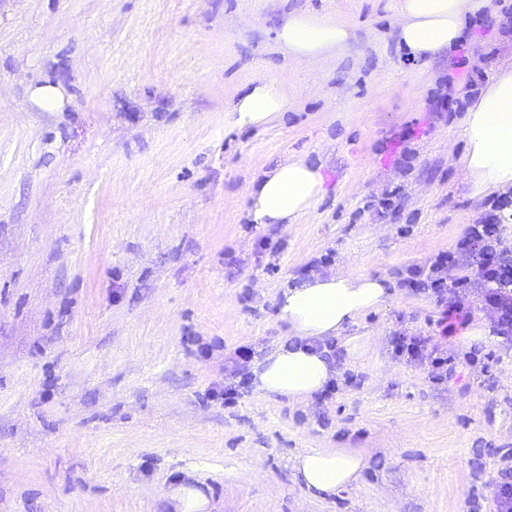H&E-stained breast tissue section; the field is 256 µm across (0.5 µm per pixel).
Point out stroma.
<instances>
[{"label":"stroma","instance_id":"obj_1","mask_svg":"<svg viewBox=\"0 0 512 512\" xmlns=\"http://www.w3.org/2000/svg\"><path fill=\"white\" fill-rule=\"evenodd\" d=\"M395 3L0 0V512H171L190 475L210 512H496L512 341L448 338L439 384L394 340L438 333L408 268L491 209L470 195L459 121L512 68V0L427 64ZM300 11L349 24V47L283 55L274 31ZM259 77L287 88V112L225 128ZM43 84L59 108L34 101ZM288 154L321 166L326 194L290 230L250 223L248 182ZM314 271L392 282L344 331L368 337L364 359L337 353L308 403L238 385L235 349L286 343L277 298ZM309 448L368 467L317 497L292 469Z\"/></svg>","mask_w":512,"mask_h":512}]
</instances>
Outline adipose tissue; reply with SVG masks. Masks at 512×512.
<instances>
[{
	"label": "adipose tissue",
	"mask_w": 512,
	"mask_h": 512,
	"mask_svg": "<svg viewBox=\"0 0 512 512\" xmlns=\"http://www.w3.org/2000/svg\"><path fill=\"white\" fill-rule=\"evenodd\" d=\"M489 0H397L398 36L412 57L431 59L458 42L469 15ZM353 34L347 24L313 13L288 15L275 31L283 52L302 61L336 55ZM288 109L287 90L264 78L233 104L227 127L245 129L274 122ZM466 141L462 165L471 192H512V69L492 77L460 124ZM326 192L322 171L306 157L291 155L254 178L246 190L247 214L255 224L292 226L310 213ZM392 298L386 279L344 272L315 275L284 288L279 316L294 341L266 355L253 368L257 390L291 401L321 391L336 369L314 340L339 336L360 316L384 308ZM364 454L351 448H313L296 456L293 468L308 490L331 495L360 480Z\"/></svg>",
	"instance_id": "obj_1"
}]
</instances>
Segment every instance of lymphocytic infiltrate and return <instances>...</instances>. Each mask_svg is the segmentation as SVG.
Segmentation results:
<instances>
[{"label":"lymphocytic infiltrate","instance_id":"lymphocytic-infiltrate-1","mask_svg":"<svg viewBox=\"0 0 512 512\" xmlns=\"http://www.w3.org/2000/svg\"><path fill=\"white\" fill-rule=\"evenodd\" d=\"M460 254L476 258L475 274L484 285L485 303L496 314L494 331L512 339V253L500 247L498 214L486 213L468 225L454 250L439 252L424 264L412 266L405 287L415 292H430L437 302L447 303L438 326L442 337L454 336L470 318L468 308L454 297L456 290L466 283L465 277L455 273L456 257Z\"/></svg>","mask_w":512,"mask_h":512}]
</instances>
